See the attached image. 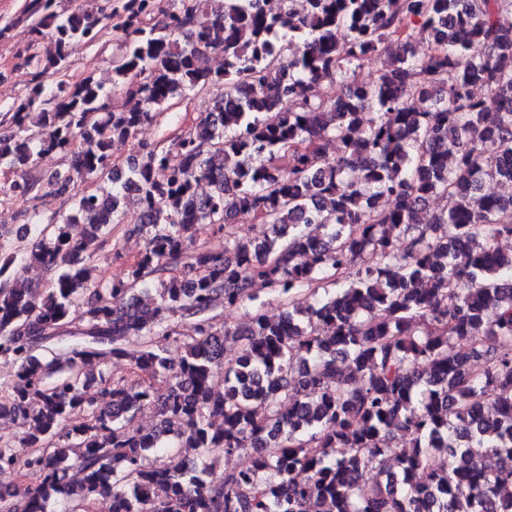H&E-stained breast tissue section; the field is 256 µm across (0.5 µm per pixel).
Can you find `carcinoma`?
I'll return each mask as SVG.
<instances>
[{
    "instance_id": "cac0c4a2",
    "label": "carcinoma",
    "mask_w": 512,
    "mask_h": 512,
    "mask_svg": "<svg viewBox=\"0 0 512 512\" xmlns=\"http://www.w3.org/2000/svg\"><path fill=\"white\" fill-rule=\"evenodd\" d=\"M505 14L512 0H104L69 14L26 0L16 58L31 86L0 115V170L21 180L0 185V203L63 194L74 174L110 187L59 224L33 205L25 233L0 227V360L16 367L0 415L25 428L0 443V470L37 479L1 487L0 512L100 498L112 512H512V253L499 248L512 198L483 192L512 182ZM108 28L112 91L90 74L68 83L70 45ZM377 60L375 83L349 82ZM117 91L140 107L110 106ZM203 91L194 130L137 143L116 174L114 146ZM56 152L72 173L27 177ZM431 198L443 206L421 224ZM132 211L143 247L126 280H105L90 246ZM199 224L224 230L223 254L190 248ZM30 265L51 274L39 294ZM257 280L279 319L213 323L218 300H256ZM111 358L165 390L89 370ZM149 405L156 425L130 427ZM396 432L409 451L391 448ZM242 452L248 466L206 479Z\"/></svg>"
}]
</instances>
